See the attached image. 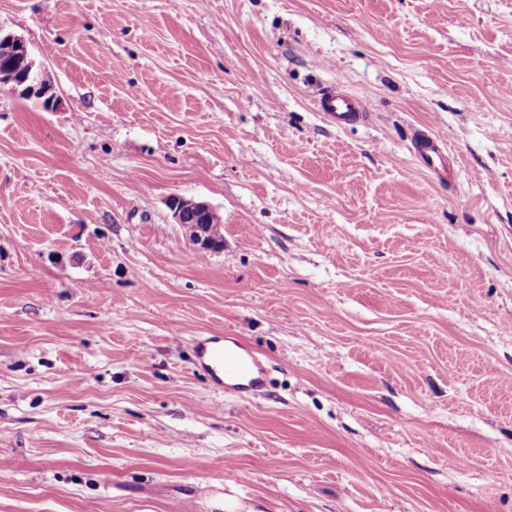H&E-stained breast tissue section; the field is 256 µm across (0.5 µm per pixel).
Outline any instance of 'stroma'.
<instances>
[{"mask_svg":"<svg viewBox=\"0 0 512 512\" xmlns=\"http://www.w3.org/2000/svg\"><path fill=\"white\" fill-rule=\"evenodd\" d=\"M0 32L58 96L0 89V512H512V0H0ZM227 335L251 400L195 365ZM314 96L319 110L328 117H336L339 123L366 117L368 113V101L365 97L349 98L331 90H318ZM412 145L419 161L443 182L449 179L448 158L436 139L425 132H416ZM168 207L175 224H182L199 251L220 250L224 244L223 219L209 204L180 196L169 198Z\"/></svg>","mask_w":512,"mask_h":512,"instance_id":"35a3bbf8","label":"stroma"}]
</instances>
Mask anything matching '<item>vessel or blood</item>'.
I'll return each mask as SVG.
<instances>
[{
  "label": "vessel or blood",
  "mask_w": 512,
  "mask_h": 512,
  "mask_svg": "<svg viewBox=\"0 0 512 512\" xmlns=\"http://www.w3.org/2000/svg\"><path fill=\"white\" fill-rule=\"evenodd\" d=\"M315 101L321 112L336 118L337 122L348 123L366 117V98H349L330 90H319ZM412 145L419 161L441 180H448V159L436 139L424 132L415 133ZM199 362L216 381L232 382L238 397L248 400L256 396L263 385L264 370L252 356L241 355L233 337L206 339L198 344Z\"/></svg>",
  "instance_id": "1"
}]
</instances>
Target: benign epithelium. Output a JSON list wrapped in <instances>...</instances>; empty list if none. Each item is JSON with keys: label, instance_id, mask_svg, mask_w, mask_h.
<instances>
[{"label": "benign epithelium", "instance_id": "7a95c632", "mask_svg": "<svg viewBox=\"0 0 512 512\" xmlns=\"http://www.w3.org/2000/svg\"><path fill=\"white\" fill-rule=\"evenodd\" d=\"M0 39L13 44L16 57L0 65V80L20 96L35 100L49 110L57 101L56 89L41 84L30 58L27 42L20 36L0 33ZM174 223L183 225L193 246L199 251L219 250L224 244L223 219L209 204L180 196L169 198Z\"/></svg>", "mask_w": 512, "mask_h": 512}]
</instances>
